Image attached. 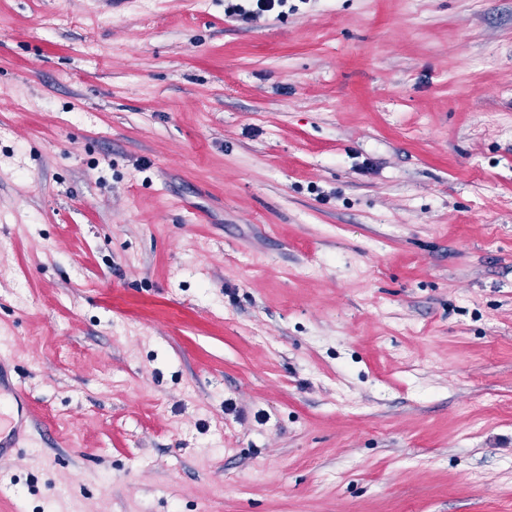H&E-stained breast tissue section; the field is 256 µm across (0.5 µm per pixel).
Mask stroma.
I'll return each mask as SVG.
<instances>
[{"instance_id": "35a3bbf8", "label": "stroma", "mask_w": 512, "mask_h": 512, "mask_svg": "<svg viewBox=\"0 0 512 512\" xmlns=\"http://www.w3.org/2000/svg\"><path fill=\"white\" fill-rule=\"evenodd\" d=\"M0 0V512H512V0ZM229 2H250L248 7L240 3H231L227 6V12L231 16H238L242 21H251L265 12L283 8L287 5L288 0H243ZM8 394L17 405V417L11 418L9 430L3 428V413L0 415V461H4L21 450V443L25 436V422L29 418V394L20 379H14L12 370L5 367V359L0 358V399Z\"/></svg>"}]
</instances>
